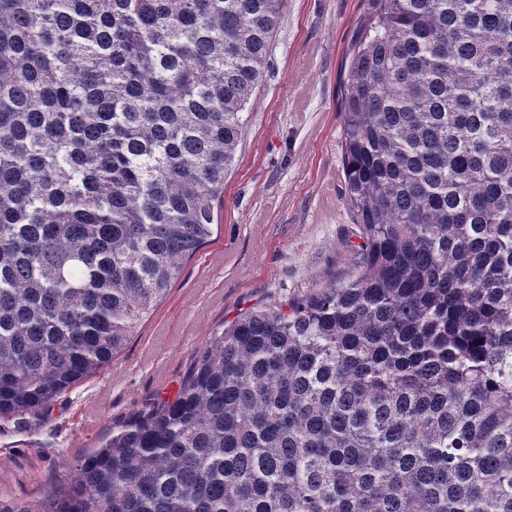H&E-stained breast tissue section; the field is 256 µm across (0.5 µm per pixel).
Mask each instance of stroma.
<instances>
[{
    "mask_svg": "<svg viewBox=\"0 0 512 512\" xmlns=\"http://www.w3.org/2000/svg\"><path fill=\"white\" fill-rule=\"evenodd\" d=\"M370 8L288 0L212 238L109 365L49 408L0 416V499L32 501L66 484L113 427L175 395L196 351L241 314L352 273L359 238L345 205L342 89Z\"/></svg>",
    "mask_w": 512,
    "mask_h": 512,
    "instance_id": "35a3bbf8",
    "label": "stroma"
}]
</instances>
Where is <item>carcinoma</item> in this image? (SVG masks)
I'll return each mask as SVG.
<instances>
[{"label":"carcinoma","mask_w":512,"mask_h":512,"mask_svg":"<svg viewBox=\"0 0 512 512\" xmlns=\"http://www.w3.org/2000/svg\"><path fill=\"white\" fill-rule=\"evenodd\" d=\"M354 274L250 310L0 512H512V0H372ZM288 0H0V416L110 364L213 234Z\"/></svg>","instance_id":"cac0c4a2"}]
</instances>
